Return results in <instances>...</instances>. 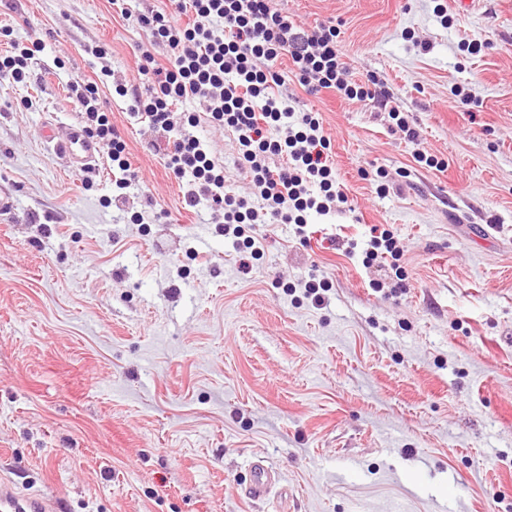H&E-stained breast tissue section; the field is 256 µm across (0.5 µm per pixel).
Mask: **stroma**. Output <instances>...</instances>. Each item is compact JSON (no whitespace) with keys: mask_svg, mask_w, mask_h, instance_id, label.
Returning a JSON list of instances; mask_svg holds the SVG:
<instances>
[{"mask_svg":"<svg viewBox=\"0 0 512 512\" xmlns=\"http://www.w3.org/2000/svg\"><path fill=\"white\" fill-rule=\"evenodd\" d=\"M272 6L336 24L346 79L383 82L415 139L281 59L348 201L301 235L254 226L245 265L206 205L185 207L167 134L112 93L141 84L143 53L165 62L136 18L169 0H0V28L43 46L27 82L0 80V473L62 512H512V0ZM74 81L97 83L140 175L123 194L107 142L77 173L41 135L81 123ZM194 133L252 197L235 135ZM376 227L400 272L366 261ZM308 281L329 283L323 304ZM259 458L278 480L251 501Z\"/></svg>","mask_w":512,"mask_h":512,"instance_id":"1","label":"stroma"}]
</instances>
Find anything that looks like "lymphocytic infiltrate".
I'll use <instances>...</instances> for the list:
<instances>
[{
  "label": "lymphocytic infiltrate",
  "instance_id": "f902f5d3",
  "mask_svg": "<svg viewBox=\"0 0 512 512\" xmlns=\"http://www.w3.org/2000/svg\"><path fill=\"white\" fill-rule=\"evenodd\" d=\"M171 6V11L137 18L152 42L167 50L165 63L149 55L141 67L151 84L149 95L125 85L116 92L128 100L132 118L172 134L165 166L182 183L186 206L215 208L225 234L241 239L246 248L255 246L247 225L301 227L308 213L329 214L347 199L336 180L331 142L318 114L296 111L275 92L283 81L277 68L282 57L291 59L309 92L331 89L350 100H376L388 108L406 138H413L408 117L392 106V94L376 80L344 79L335 25H297L271 10L269 0H171ZM187 11L191 21L177 22V15ZM71 92L85 115L86 135L111 146V160L121 173L117 188L138 182L125 157V143L100 104L97 84L76 83ZM189 99L203 105L209 123L235 134L238 160L252 175L254 200L233 194L207 144L190 135L197 116L177 115V105ZM271 155L282 156L284 166L270 167Z\"/></svg>",
  "mask_w": 512,
  "mask_h": 512
}]
</instances>
